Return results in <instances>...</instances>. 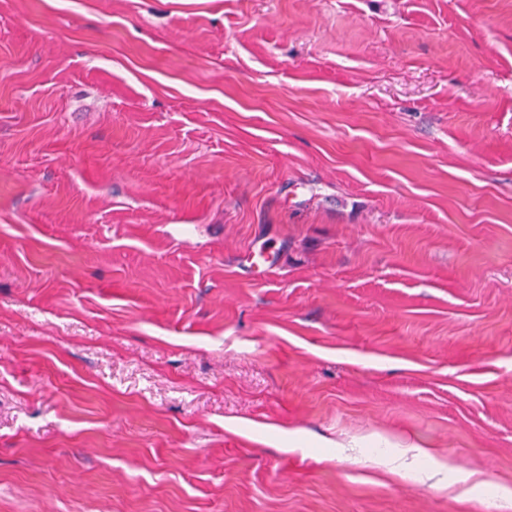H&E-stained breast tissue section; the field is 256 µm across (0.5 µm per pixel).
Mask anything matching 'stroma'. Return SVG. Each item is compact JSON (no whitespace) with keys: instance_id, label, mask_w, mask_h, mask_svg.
Returning <instances> with one entry per match:
<instances>
[{"instance_id":"stroma-1","label":"stroma","mask_w":512,"mask_h":512,"mask_svg":"<svg viewBox=\"0 0 512 512\" xmlns=\"http://www.w3.org/2000/svg\"><path fill=\"white\" fill-rule=\"evenodd\" d=\"M501 488L512 0H0V512ZM410 459V460H409ZM428 460L431 463V469L425 472V478L432 479L449 469V465L444 460L435 459L427 448H419L418 446L410 445L402 449L397 454H394L390 459L392 469L396 471H410L414 465L421 461Z\"/></svg>"}]
</instances>
